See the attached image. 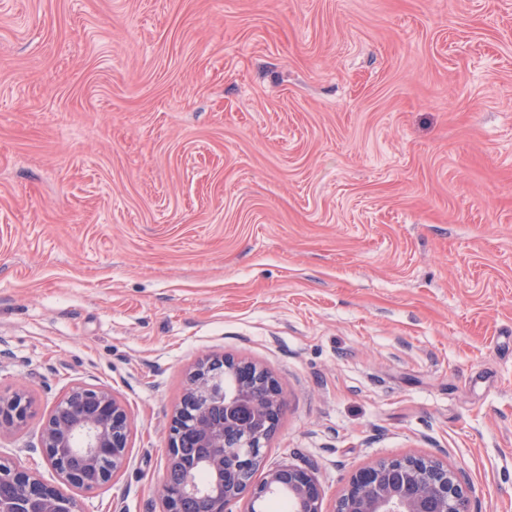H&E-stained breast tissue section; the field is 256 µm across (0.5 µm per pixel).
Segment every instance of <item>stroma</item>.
<instances>
[{"instance_id":"1","label":"stroma","mask_w":512,"mask_h":512,"mask_svg":"<svg viewBox=\"0 0 512 512\" xmlns=\"http://www.w3.org/2000/svg\"><path fill=\"white\" fill-rule=\"evenodd\" d=\"M223 355L323 512L408 455L512 512V0H0V389L135 422L85 512H159ZM39 429L0 452L50 481Z\"/></svg>"}]
</instances>
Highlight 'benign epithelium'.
Wrapping results in <instances>:
<instances>
[{"mask_svg": "<svg viewBox=\"0 0 512 512\" xmlns=\"http://www.w3.org/2000/svg\"><path fill=\"white\" fill-rule=\"evenodd\" d=\"M217 359L237 378L227 395L212 371ZM217 359L198 361L172 415L166 479L158 489L162 512H182L183 497L197 492L188 472L178 492L172 491L171 475L181 466L175 449L187 436L204 449L199 466L214 476L212 486L200 494L201 512H224V502L245 494L253 503L281 485L288 486L297 512H321V487L309 470L273 466L264 483H251L248 471L264 459L265 444L280 421L282 389L271 373L252 362ZM37 416L39 453L55 481L0 455V487L14 491L12 498H0V512H84L81 498L111 486L128 463L129 411L105 386L76 383L42 416L25 389L0 390V436L25 429ZM472 492L465 474L439 459L407 456L358 470L336 512H469Z\"/></svg>", "mask_w": 512, "mask_h": 512, "instance_id": "benign-epithelium-1", "label": "benign epithelium"}]
</instances>
